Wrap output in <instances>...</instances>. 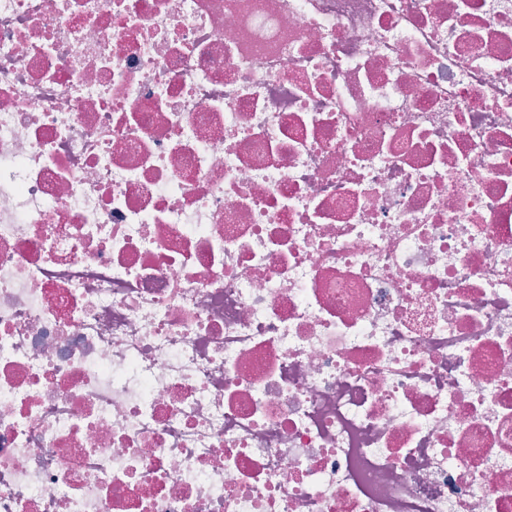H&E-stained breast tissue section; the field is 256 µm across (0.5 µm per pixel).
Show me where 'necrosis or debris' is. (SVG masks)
<instances>
[{
  "instance_id": "necrosis-or-debris-1",
  "label": "necrosis or debris",
  "mask_w": 512,
  "mask_h": 512,
  "mask_svg": "<svg viewBox=\"0 0 512 512\" xmlns=\"http://www.w3.org/2000/svg\"><path fill=\"white\" fill-rule=\"evenodd\" d=\"M0 512H512V0H0Z\"/></svg>"
}]
</instances>
